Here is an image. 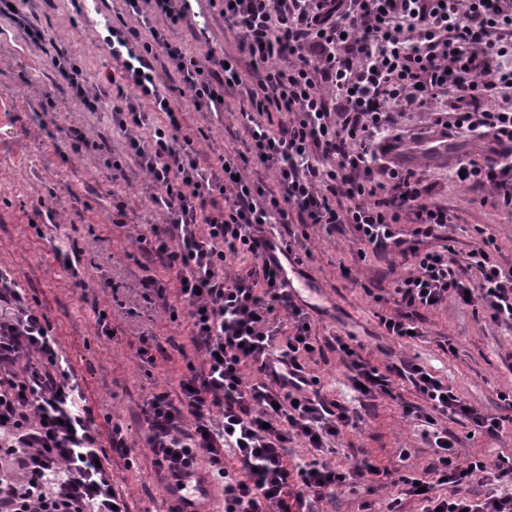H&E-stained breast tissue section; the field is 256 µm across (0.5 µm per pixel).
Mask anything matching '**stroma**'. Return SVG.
<instances>
[{"label":"stroma","instance_id":"35a3bbf8","mask_svg":"<svg viewBox=\"0 0 512 512\" xmlns=\"http://www.w3.org/2000/svg\"><path fill=\"white\" fill-rule=\"evenodd\" d=\"M12 2L14 13L0 14V266L14 271L20 288L47 314L58 352L73 368L97 422L112 420L128 433L137 464L126 467L124 459L111 454L113 487L126 498L130 512H163L166 489L151 463L141 408L151 394L177 392L183 356L194 347L186 324L171 320L161 305L146 299L143 259L129 233L141 225L163 223L165 216L152 204L150 179L131 157L127 138L113 128L109 109H85L53 65L54 44H65L83 70L87 90L97 92L113 70L102 41L107 27L131 24L135 18L124 0H84L78 8L73 0ZM194 9L209 18L207 43L196 42L187 28L177 30L193 55L227 53L248 69V57L240 54L238 38L218 10L208 0H198ZM31 27L41 30L42 45L29 38ZM242 100L240 90L229 89L223 112L184 110L182 131L193 139L200 165L214 163L223 150H244ZM401 125L407 132L402 162L426 179L433 200L447 205L451 216L443 238L426 240V247L450 245L462 261L492 235L497 262L512 266V215L452 176L460 160L480 153L479 144L456 134L438 151L436 133L419 116H404ZM73 126L84 129L95 148L73 152L66 137ZM114 161L124 165V177L113 178L109 165ZM41 203L54 207L56 217L38 234L29 220ZM57 247L76 255L80 279L55 261ZM292 247L304 257L307 279L328 297L313 316L318 339L352 336L362 345L363 356L378 366L408 358L448 382L466 402L505 418L497 439L474 431L463 419H445L457 438L460 462L477 454L492 462L498 455H512V408L499 398L512 390V329L450 302L424 313L423 337L384 336L379 317L394 307L399 276L391 257L370 254L357 260V236L348 224L330 235L307 228L305 238ZM99 308L111 319L112 337L96 333ZM144 336L154 337L159 348L156 366L142 364L137 355ZM310 369L329 397L354 404L356 394L337 352L326 351ZM419 401L410 384L396 381L393 397L380 399L373 415L344 433L331 463L350 468L367 456L382 468L422 471L433 461L434 450L422 438L417 421L402 412L403 403ZM393 499L400 512L421 510L417 497L387 479L357 480L335 498L315 504L314 510L365 512Z\"/></svg>","mask_w":512,"mask_h":512}]
</instances>
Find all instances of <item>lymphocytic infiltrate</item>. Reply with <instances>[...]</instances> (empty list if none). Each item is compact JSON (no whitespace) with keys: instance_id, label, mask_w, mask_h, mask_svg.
I'll use <instances>...</instances> for the list:
<instances>
[{"instance_id":"lymphocytic-infiltrate-1","label":"lymphocytic infiltrate","mask_w":512,"mask_h":512,"mask_svg":"<svg viewBox=\"0 0 512 512\" xmlns=\"http://www.w3.org/2000/svg\"><path fill=\"white\" fill-rule=\"evenodd\" d=\"M126 2L136 25L109 27L104 38L119 75L112 124L127 136L167 217L136 229L137 248L176 273L171 282L147 275L142 286L171 318L188 322L202 356L186 362L177 395L154 394L142 409L157 475L183 480L185 467L205 457L224 480V512H308L349 480L384 476L367 459L344 470L326 457L357 427L360 410L392 396L397 376L419 394L421 405L404 411L424 423L436 454L424 475L398 478L420 495L421 512H512V492L502 490L512 484V458L491 464L476 455L459 465L442 424L460 417L495 438L502 418L465 403L419 364L377 366L340 336L358 404L329 398L307 368L321 351L311 315L266 255L275 245L267 226L295 222L330 233L349 224L359 257L394 252L408 267L396 281L397 309L379 318L384 335L422 337L421 311L451 298L480 301L494 324L512 328V267L495 261V238L470 251L463 267L447 251L406 245L403 225L430 239L450 219L430 185L396 158L397 116L426 114L444 131L484 144L482 157L458 168L465 184L512 213V0H218L249 57L246 75L237 58L204 64L170 37L189 18L195 35L205 34L207 19L193 0H153L149 17L139 0ZM162 59L195 108L221 111L225 89L244 87L245 152L199 166L160 89ZM273 112L288 116L275 131L263 121ZM252 163L273 172V187L251 180ZM249 368L258 380L246 378ZM295 442L316 458L289 464ZM113 452L134 467L126 431L116 425L101 439L47 315L13 271L0 268V461L7 465L0 512H129L112 485ZM476 474L486 486L479 497L465 489Z\"/></svg>"}]
</instances>
